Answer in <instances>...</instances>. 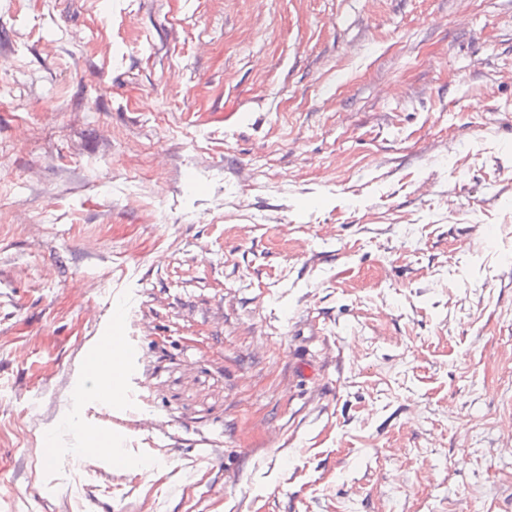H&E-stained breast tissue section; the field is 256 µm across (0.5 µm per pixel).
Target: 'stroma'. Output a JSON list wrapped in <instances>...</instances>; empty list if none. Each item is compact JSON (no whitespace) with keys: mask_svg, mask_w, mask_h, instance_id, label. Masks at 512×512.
Masks as SVG:
<instances>
[{"mask_svg":"<svg viewBox=\"0 0 512 512\" xmlns=\"http://www.w3.org/2000/svg\"><path fill=\"white\" fill-rule=\"evenodd\" d=\"M0 512H512V0H0ZM124 317V309L122 306L114 304L111 312V323L113 332L105 336H101L98 343L86 353L85 363L91 365L95 363L99 357L107 352H111L118 364V388L121 390L122 376L127 367L132 362L140 359V353L126 338L122 336L118 325L121 324ZM122 391V390H121Z\"/></svg>","mask_w":512,"mask_h":512,"instance_id":"stroma-1","label":"stroma"}]
</instances>
